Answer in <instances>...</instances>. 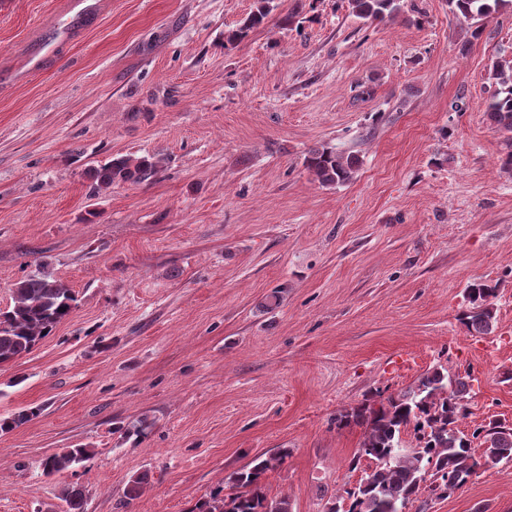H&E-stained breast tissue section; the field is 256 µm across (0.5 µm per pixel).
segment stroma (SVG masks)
<instances>
[{
	"label": "stroma",
	"instance_id": "obj_1",
	"mask_svg": "<svg viewBox=\"0 0 512 512\" xmlns=\"http://www.w3.org/2000/svg\"><path fill=\"white\" fill-rule=\"evenodd\" d=\"M39 74L25 57L60 0H0V310L41 271L71 313L0 366V512H191L285 448L266 491L327 512L364 477L337 413L436 366L471 373L465 431L512 423V139L487 118L512 13L480 27L448 0L366 23L347 0H103ZM358 158L325 187L304 165ZM151 154L149 181L94 194L90 168ZM497 288L470 334L466 287ZM146 421V434L127 429ZM90 456L55 476L41 463ZM148 473L142 494L130 479ZM512 512V462L406 512ZM257 5L243 23L225 36L227 42H235L244 38L248 31L265 23L275 8L274 0H257ZM304 162L308 171L321 185L335 186L352 180L358 159L323 147L309 151ZM90 455L89 448H68L60 453L46 456L42 461L43 473L47 476L68 470L83 462Z\"/></svg>",
	"mask_w": 512,
	"mask_h": 512
}]
</instances>
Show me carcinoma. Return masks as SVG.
<instances>
[{"label": "carcinoma", "mask_w": 512, "mask_h": 512, "mask_svg": "<svg viewBox=\"0 0 512 512\" xmlns=\"http://www.w3.org/2000/svg\"><path fill=\"white\" fill-rule=\"evenodd\" d=\"M452 12L468 21H483L512 12V0H448ZM351 13L361 20L394 18L400 0H348ZM274 0H257V5L243 23L226 35V41L244 38L248 31L265 23L274 10ZM490 78L496 89L487 107V116L500 131L512 133V60L492 65ZM358 159L330 148L308 152L305 166L324 186L342 185L352 180ZM160 168L154 155L120 156L90 169L94 189L106 191L120 183H140L153 178ZM495 287L473 283L467 288L469 309L461 316L467 330L489 335L495 325V313L489 298ZM74 297L61 281L42 272L20 280L13 290L12 305L0 312V364L9 363L31 352L45 333L69 315ZM470 373L451 374L435 367L417 383L396 396L380 400L369 398L336 415V427L361 426L365 436L350 469H357L368 457L372 468L358 485L346 490L345 512H402L417 499L422 489L438 498H446L477 474L480 460L493 465L512 462V427L491 422L467 433L460 422L468 414L467 395ZM40 409L22 411L0 419V431L14 427L38 415ZM412 429V444H405L403 433ZM90 449L69 448L46 456L42 461L47 476L68 470L83 462ZM288 453H277L243 471L234 473L229 482L236 492L224 494L217 488L209 497L195 504L191 512H290L285 498H270L265 491V475L282 464ZM65 512H85V489L76 484L62 491Z\"/></svg>", "instance_id": "1"}]
</instances>
